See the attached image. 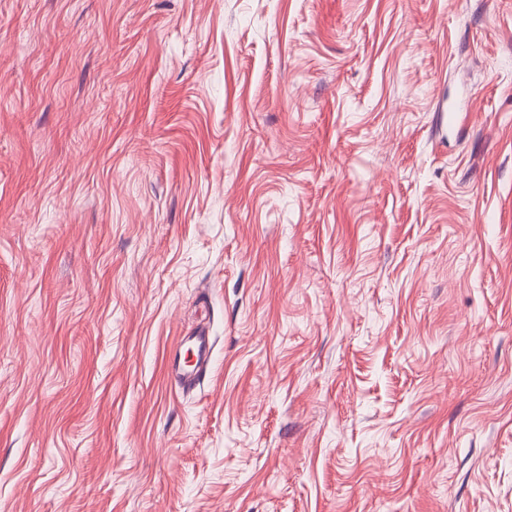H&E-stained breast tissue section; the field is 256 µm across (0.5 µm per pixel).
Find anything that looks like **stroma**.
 Returning a JSON list of instances; mask_svg holds the SVG:
<instances>
[{
    "label": "stroma",
    "instance_id": "1",
    "mask_svg": "<svg viewBox=\"0 0 512 512\" xmlns=\"http://www.w3.org/2000/svg\"><path fill=\"white\" fill-rule=\"evenodd\" d=\"M0 512H512V0H0ZM183 345L187 346V352L192 353L194 361L182 360L179 353L172 363L171 374L183 390L189 391L200 383L213 352L214 340L207 331L200 330L184 338Z\"/></svg>",
    "mask_w": 512,
    "mask_h": 512
}]
</instances>
